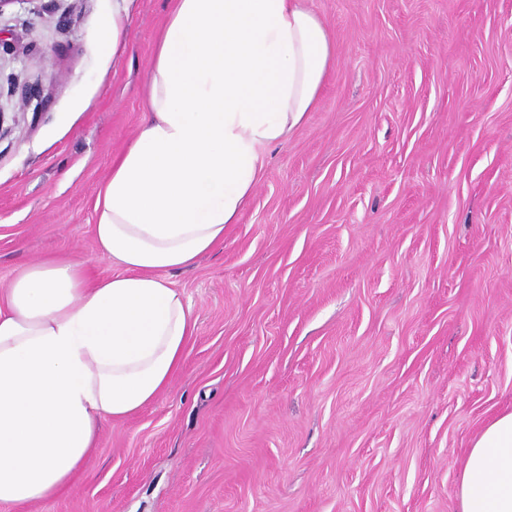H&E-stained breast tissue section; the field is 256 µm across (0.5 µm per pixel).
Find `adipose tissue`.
<instances>
[{
  "label": "adipose tissue",
  "mask_w": 512,
  "mask_h": 512,
  "mask_svg": "<svg viewBox=\"0 0 512 512\" xmlns=\"http://www.w3.org/2000/svg\"><path fill=\"white\" fill-rule=\"evenodd\" d=\"M335 42L309 0H173L144 87L147 117L95 202L98 257H52L0 292V507L70 493L103 422L179 373L196 318L170 271L224 232L279 144L315 109ZM460 512H512V412L463 468Z\"/></svg>",
  "instance_id": "obj_1"
}]
</instances>
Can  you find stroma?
<instances>
[{
	"instance_id": "1",
	"label": "stroma",
	"mask_w": 512,
	"mask_h": 512,
	"mask_svg": "<svg viewBox=\"0 0 512 512\" xmlns=\"http://www.w3.org/2000/svg\"><path fill=\"white\" fill-rule=\"evenodd\" d=\"M311 5L336 41L315 110L171 274L197 316L177 379L21 512H459L512 411V0ZM169 7L132 0L112 61V0L0 10V289L52 255L115 274L95 201ZM131 0H113L112 19L108 20L100 32L99 47L106 58L114 60L126 34L125 20Z\"/></svg>"
}]
</instances>
